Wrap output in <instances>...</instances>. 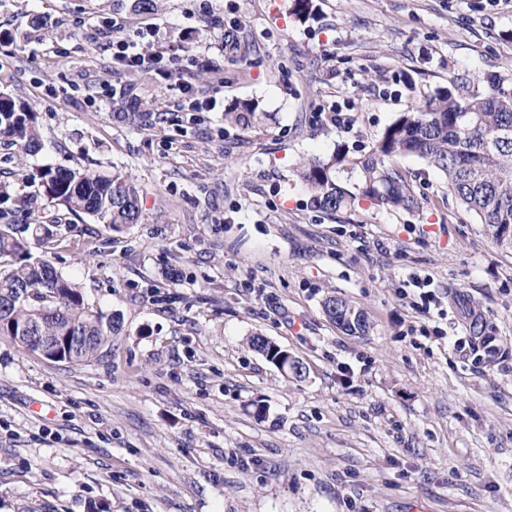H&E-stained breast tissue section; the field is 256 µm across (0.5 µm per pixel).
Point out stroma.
<instances>
[{
	"instance_id": "obj_1",
	"label": "stroma",
	"mask_w": 512,
	"mask_h": 512,
	"mask_svg": "<svg viewBox=\"0 0 512 512\" xmlns=\"http://www.w3.org/2000/svg\"><path fill=\"white\" fill-rule=\"evenodd\" d=\"M0 0V91L37 114L43 149L0 140L11 220L61 217L33 244L87 303L120 317L101 354L51 360L0 335V512H512V251L423 160L394 158L419 202L315 208L300 163L367 153L419 98L512 70V0ZM223 72L210 112H174L154 69L117 121L111 22ZM235 26L236 49L222 51ZM254 101L267 120L224 114ZM339 105L347 125L326 122ZM117 169L142 223L67 214L45 168ZM430 279L443 310L412 305ZM348 298L366 335L329 321ZM261 334L305 365L283 375ZM491 336L498 353L450 346ZM264 404L256 416V404ZM326 317L342 329L363 334L370 328L366 312L353 305L347 298L328 296L323 302Z\"/></svg>"
}]
</instances>
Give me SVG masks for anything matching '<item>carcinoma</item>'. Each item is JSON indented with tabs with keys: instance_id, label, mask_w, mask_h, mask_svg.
Returning a JSON list of instances; mask_svg holds the SVG:
<instances>
[{
	"instance_id": "cac0c4a2",
	"label": "carcinoma",
	"mask_w": 512,
	"mask_h": 512,
	"mask_svg": "<svg viewBox=\"0 0 512 512\" xmlns=\"http://www.w3.org/2000/svg\"><path fill=\"white\" fill-rule=\"evenodd\" d=\"M242 127L263 116L246 102L224 113ZM0 137L23 155L42 147L37 115L30 106L0 93ZM407 155L423 159L447 179L448 194L474 214L498 246L512 250V72L488 73L473 83L448 77V86L425 94L385 127L372 149L352 160L337 152L310 159L297 171L318 209L336 213L357 197L391 210L418 208L406 178L386 160ZM357 174L355 190L337 178L340 165ZM44 195L74 214H84L119 232L142 220L140 187L128 175L89 169H52L41 174ZM0 213V335L33 352L52 342L69 362L93 358L119 329V318L85 303L76 285L46 260L33 257L31 241L54 236L57 220L43 217L18 226ZM326 317L342 329L363 334L367 314L347 298L328 296Z\"/></svg>"
}]
</instances>
